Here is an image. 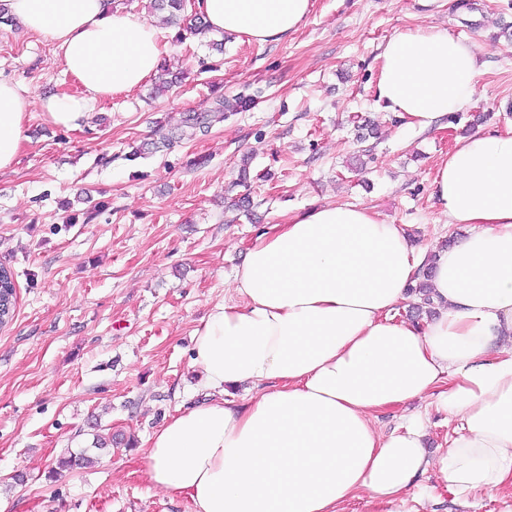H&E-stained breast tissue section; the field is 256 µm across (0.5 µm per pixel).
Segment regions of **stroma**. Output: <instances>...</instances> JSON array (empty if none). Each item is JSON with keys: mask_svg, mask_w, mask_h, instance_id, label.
I'll list each match as a JSON object with an SVG mask.
<instances>
[{"mask_svg": "<svg viewBox=\"0 0 512 512\" xmlns=\"http://www.w3.org/2000/svg\"><path fill=\"white\" fill-rule=\"evenodd\" d=\"M119 3L161 29L174 86L98 102L77 130L36 103L15 169L0 172V264L17 290L0 329V512H193L149 483L143 456L177 408L205 401L193 334L213 303L232 299L255 238L336 202L406 225L420 245L459 240L468 229L448 226L435 170L466 132L512 128V0H313L287 38L228 33L220 52L148 0ZM430 25L473 43L479 68L459 121L418 132L377 106L375 87L388 39ZM0 79L36 100L79 92L54 43L18 24L0 25ZM243 94L248 110L153 152L159 126ZM243 174L246 212L231 205ZM117 434L125 445L94 448L95 436ZM83 449L92 464L59 469Z\"/></svg>", "mask_w": 512, "mask_h": 512, "instance_id": "35a3bbf8", "label": "stroma"}]
</instances>
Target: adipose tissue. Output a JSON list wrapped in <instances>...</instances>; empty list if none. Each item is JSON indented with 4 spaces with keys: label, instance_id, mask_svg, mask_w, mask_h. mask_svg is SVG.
I'll use <instances>...</instances> for the list:
<instances>
[{
    "label": "adipose tissue",
    "instance_id": "obj_1",
    "mask_svg": "<svg viewBox=\"0 0 512 512\" xmlns=\"http://www.w3.org/2000/svg\"><path fill=\"white\" fill-rule=\"evenodd\" d=\"M24 28L52 40L77 95L44 98L73 130L91 108L138 89L166 52L157 26L112 0H0ZM217 32L265 43L287 37L312 0H197ZM476 48L442 27L395 33L380 55L378 104L419 131L470 108ZM32 100L0 79V171L12 170ZM448 224L469 233L445 249L410 241L366 207L321 204L270 226L248 248L235 297L194 332L213 397L179 409L148 439L154 487L193 512H408L431 473L466 508L483 496L512 512V130L456 142L435 172ZM431 271L437 316L395 317L406 289ZM244 389L237 398L236 389ZM429 401L430 410L418 409ZM399 416L390 431L380 413ZM453 436L425 445L430 411Z\"/></svg>",
    "mask_w": 512,
    "mask_h": 512
}]
</instances>
